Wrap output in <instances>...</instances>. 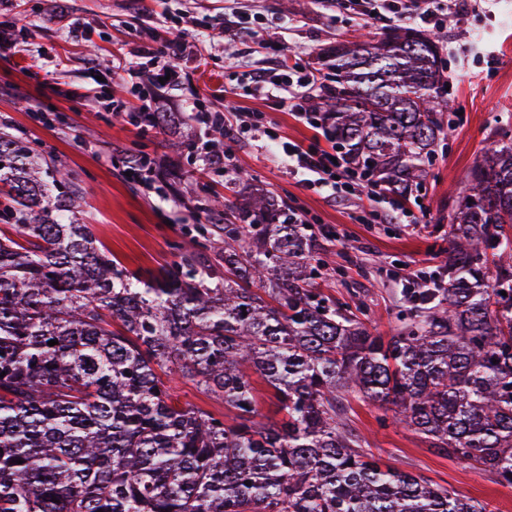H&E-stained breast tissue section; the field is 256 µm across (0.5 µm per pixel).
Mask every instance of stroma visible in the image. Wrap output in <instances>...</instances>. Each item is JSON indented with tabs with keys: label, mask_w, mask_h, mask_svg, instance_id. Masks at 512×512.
<instances>
[{
	"label": "stroma",
	"mask_w": 512,
	"mask_h": 512,
	"mask_svg": "<svg viewBox=\"0 0 512 512\" xmlns=\"http://www.w3.org/2000/svg\"><path fill=\"white\" fill-rule=\"evenodd\" d=\"M501 0H444L443 17L429 34L444 32L448 97L456 110L447 120L449 139L429 165L422 187L403 199L421 224H355L350 215L366 203L364 193L326 198L299 185L277 157L278 140L332 149L321 128L271 108L260 96L240 95L244 76L266 67L263 49L248 37L225 36V28L260 27L281 41L288 55L315 62L318 53L356 30L379 34L396 26L392 12L370 16L354 0L342 9L329 0H0V15L25 18L28 35L17 46L0 47V132L14 135L68 174L77 217L127 269L156 275L180 253L195 251L194 213L224 195L225 174L197 178L191 144L199 128L190 117L189 92L163 95L162 108L181 113L161 133H142L113 117L119 86L97 87L92 74L134 61L137 51L179 29L195 31L178 68L193 71L209 108L226 111L227 122L246 121L245 136L221 135L227 171L261 185L293 211H305L315 244L309 282L325 296L368 312L384 336L395 334L410 315L402 290L418 271L443 265L448 214L467 176L496 131L512 130V27L497 23ZM63 121L45 125L43 110ZM155 161L167 194L144 191L128 181L132 159ZM382 408L352 401L348 425L364 439L365 452L385 465L423 477L487 506L512 512V488L497 476L439 454L413 429L381 422Z\"/></svg>",
	"instance_id": "stroma-1"
}]
</instances>
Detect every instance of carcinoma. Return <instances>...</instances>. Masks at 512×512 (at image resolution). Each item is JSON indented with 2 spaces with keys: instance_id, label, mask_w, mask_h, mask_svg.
<instances>
[{
  "instance_id": "carcinoma-1",
  "label": "carcinoma",
  "mask_w": 512,
  "mask_h": 512,
  "mask_svg": "<svg viewBox=\"0 0 512 512\" xmlns=\"http://www.w3.org/2000/svg\"><path fill=\"white\" fill-rule=\"evenodd\" d=\"M442 40L392 27L320 54L324 124L349 164L401 194L447 136ZM73 205L61 169L0 133V512H487L365 453L346 418L359 399L512 487L508 132L458 196L444 286L405 289L414 312L387 340L308 287L313 240L263 189L212 197L236 223L199 228L198 249L148 279ZM245 364L280 427L256 421ZM179 373L233 423L174 403L163 377ZM246 371L248 374H251L254 385L260 391L259 410L261 416L257 418V420L267 426H279L283 418V413L279 410V403L277 399L273 395L272 391L267 389L257 374L253 373L249 368H247Z\"/></svg>"
}]
</instances>
